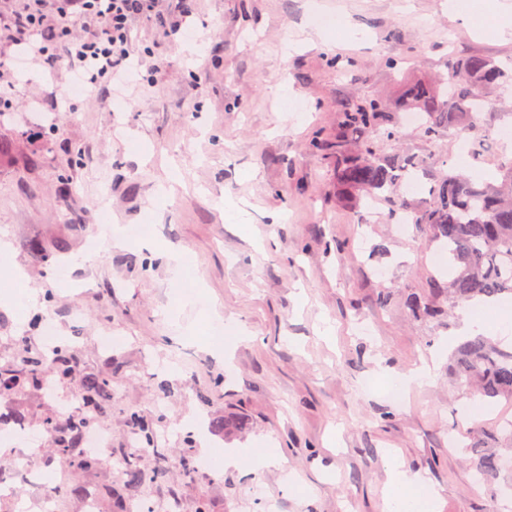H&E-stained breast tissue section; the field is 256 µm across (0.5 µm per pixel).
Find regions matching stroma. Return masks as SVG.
I'll return each mask as SVG.
<instances>
[{"label":"stroma","mask_w":512,"mask_h":512,"mask_svg":"<svg viewBox=\"0 0 512 512\" xmlns=\"http://www.w3.org/2000/svg\"><path fill=\"white\" fill-rule=\"evenodd\" d=\"M183 33L150 21L133 33L142 66L92 94L72 93L68 63L47 69L17 56L0 119V261L16 311L0 308V362L42 347L52 320L74 377L54 392L27 387L0 401L22 414L21 441L0 455V512H89L109 487L148 512H384V452L393 450L438 492L436 512H512V482L475 485L461 449L475 423L512 417L505 399L468 397L455 386L457 315L419 319L404 305L423 295L440 263L415 225L396 230L384 205L367 213L327 195L330 170L311 140L336 131L356 99L394 97L417 73L444 70L449 55L512 60V36L463 25L448 0H182ZM346 25L321 30V15ZM165 66L153 72L154 56ZM348 59L347 71L334 60ZM399 144L447 170L495 175L512 160L505 143L462 161L460 139H426L397 113ZM40 139H31L32 131ZM81 149L82 165L70 164ZM183 185L159 192L170 171ZM244 205L237 231L225 199ZM126 238L102 248L105 224ZM188 258L173 272L161 252ZM66 277H59L58 268ZM36 301H29V293ZM432 380L389 389L420 359ZM111 382L104 459L140 462L124 489L104 467L60 466L46 419L73 413L86 376ZM155 442L139 455L130 415ZM224 429H212L214 420ZM275 441L297 484L277 466L224 465V451ZM29 455L38 485H24L11 456Z\"/></svg>","instance_id":"35a3bbf8"}]
</instances>
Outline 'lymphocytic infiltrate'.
I'll use <instances>...</instances> for the list:
<instances>
[{
  "mask_svg": "<svg viewBox=\"0 0 512 512\" xmlns=\"http://www.w3.org/2000/svg\"><path fill=\"white\" fill-rule=\"evenodd\" d=\"M183 18L174 0H22L18 10L0 13V34L14 50L0 55V87L11 83L17 53L51 69L69 62L94 84L121 79L130 64L136 20L157 21L171 36ZM77 22L90 25V32L76 35Z\"/></svg>",
  "mask_w": 512,
  "mask_h": 512,
  "instance_id": "1",
  "label": "lymphocytic infiltrate"
}]
</instances>
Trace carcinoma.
I'll return each mask as SVG.
<instances>
[{
	"label": "carcinoma",
	"mask_w": 512,
	"mask_h": 512,
	"mask_svg": "<svg viewBox=\"0 0 512 512\" xmlns=\"http://www.w3.org/2000/svg\"><path fill=\"white\" fill-rule=\"evenodd\" d=\"M510 81L512 66L492 56H450L446 72L414 78L390 101L347 104L336 134L312 144L330 167L336 204L356 210L369 201H384L389 217L406 214L430 242L448 250V280L435 279L427 296L405 300L415 317L438 316L445 302L452 309L476 298L493 303L512 296V160L501 165L498 179L448 173L393 145L399 135L392 113H419L425 137L434 141L453 134L465 139L475 147L478 160L491 150L486 111L497 105L487 91ZM418 172L429 180L428 197L416 200L394 193V187ZM69 366L61 347L49 353L29 352L19 364L7 362L0 366V399L38 377L65 378ZM452 377L467 396L512 401V349L473 336L457 347ZM109 399L108 380L92 377L80 392L79 413L61 421L46 420L60 462L79 469L102 463L85 452L74 454V444L76 433L88 421L107 412ZM129 425L144 444L153 442V430L140 416H130ZM502 435L512 439V419H500L466 445L475 482L487 483L503 471L512 472V454L494 450Z\"/></svg>",
	"instance_id": "carcinoma-1"
}]
</instances>
